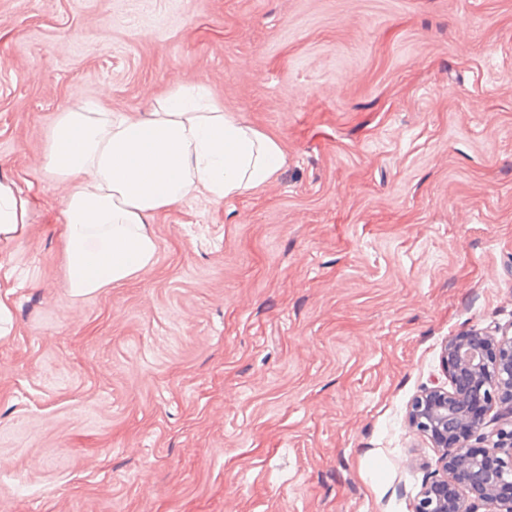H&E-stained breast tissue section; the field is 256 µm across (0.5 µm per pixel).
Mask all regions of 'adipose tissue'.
<instances>
[{
	"mask_svg": "<svg viewBox=\"0 0 512 512\" xmlns=\"http://www.w3.org/2000/svg\"><path fill=\"white\" fill-rule=\"evenodd\" d=\"M280 143L242 124L200 85L176 83L144 114L76 100L58 116L44 169L66 187L64 259L72 296L121 285L155 263L151 226L174 205L218 204L269 184ZM31 200L0 177V243L21 238Z\"/></svg>",
	"mask_w": 512,
	"mask_h": 512,
	"instance_id": "1",
	"label": "adipose tissue"
}]
</instances>
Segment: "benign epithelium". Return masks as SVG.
Here are the masks:
<instances>
[{
  "label": "benign epithelium",
  "mask_w": 512,
  "mask_h": 512,
  "mask_svg": "<svg viewBox=\"0 0 512 512\" xmlns=\"http://www.w3.org/2000/svg\"><path fill=\"white\" fill-rule=\"evenodd\" d=\"M443 358L456 383L425 389L411 404L409 423L443 449L438 474L416 500L412 512H512V497L497 495L502 484H512V429L501 430L485 458L466 450L468 439L482 429L484 417L470 411L478 400L496 402L512 416V336L473 330L453 338Z\"/></svg>",
  "instance_id": "7a95c632"
}]
</instances>
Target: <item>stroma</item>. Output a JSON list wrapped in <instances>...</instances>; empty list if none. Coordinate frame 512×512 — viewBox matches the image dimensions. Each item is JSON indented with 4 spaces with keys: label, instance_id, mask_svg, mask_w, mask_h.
I'll list each match as a JSON object with an SVG mask.
<instances>
[{
    "label": "stroma",
    "instance_id": "1",
    "mask_svg": "<svg viewBox=\"0 0 512 512\" xmlns=\"http://www.w3.org/2000/svg\"><path fill=\"white\" fill-rule=\"evenodd\" d=\"M204 85L278 138L262 189L189 199L151 270L67 288L72 102ZM0 512H411L445 343L512 329V0H0ZM31 200L9 177H0V243L21 238L29 220Z\"/></svg>",
    "mask_w": 512,
    "mask_h": 512
}]
</instances>
